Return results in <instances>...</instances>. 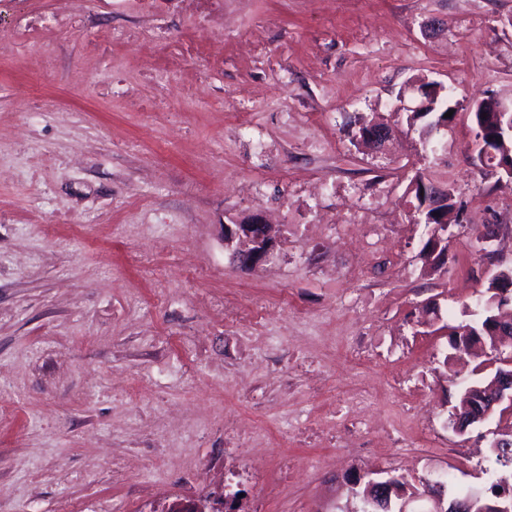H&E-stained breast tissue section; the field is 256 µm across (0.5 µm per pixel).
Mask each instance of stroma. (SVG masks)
Here are the masks:
<instances>
[{
	"mask_svg": "<svg viewBox=\"0 0 512 512\" xmlns=\"http://www.w3.org/2000/svg\"><path fill=\"white\" fill-rule=\"evenodd\" d=\"M0 32V512L489 487L448 329L474 225L512 237V179L468 160L469 107L512 101V0H0ZM421 77L452 89L433 151L399 109ZM418 172L454 194L439 268ZM255 213L275 257L244 271L225 227Z\"/></svg>",
	"mask_w": 512,
	"mask_h": 512,
	"instance_id": "1",
	"label": "stroma"
}]
</instances>
